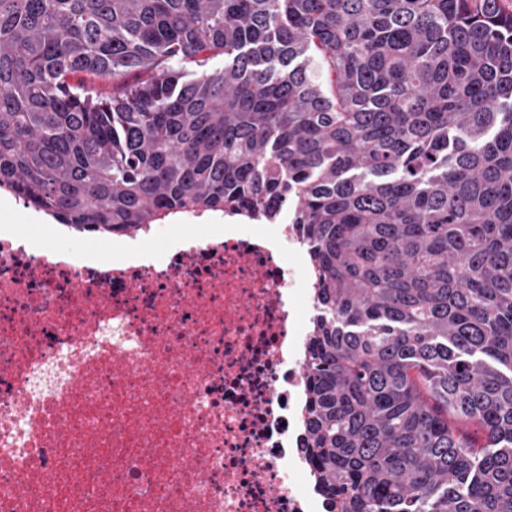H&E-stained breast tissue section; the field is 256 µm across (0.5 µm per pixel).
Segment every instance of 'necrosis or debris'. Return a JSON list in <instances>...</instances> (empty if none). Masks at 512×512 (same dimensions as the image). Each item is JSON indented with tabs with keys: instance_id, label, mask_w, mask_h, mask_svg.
<instances>
[{
	"instance_id": "4bbe7bcc",
	"label": "necrosis or debris",
	"mask_w": 512,
	"mask_h": 512,
	"mask_svg": "<svg viewBox=\"0 0 512 512\" xmlns=\"http://www.w3.org/2000/svg\"><path fill=\"white\" fill-rule=\"evenodd\" d=\"M162 266L0 235V512H326L297 225Z\"/></svg>"
}]
</instances>
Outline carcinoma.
Here are the masks:
<instances>
[{"label": "carcinoma", "instance_id": "obj_1", "mask_svg": "<svg viewBox=\"0 0 512 512\" xmlns=\"http://www.w3.org/2000/svg\"><path fill=\"white\" fill-rule=\"evenodd\" d=\"M1 190L102 240L288 213L332 512H512L500 0H0ZM204 221H209V222H204ZM221 223H224V217H220V216L216 215V216L210 217L208 220H203L202 218L197 217L195 213L187 212V213L183 214V216L177 222V224H196L197 226L183 227V226H179V225H173L169 228V230L167 232V238L169 240H171V238L173 236H175L183 231H187V230L195 231L198 229H206L209 226H205V225L221 224Z\"/></svg>", "mask_w": 512, "mask_h": 512}]
</instances>
